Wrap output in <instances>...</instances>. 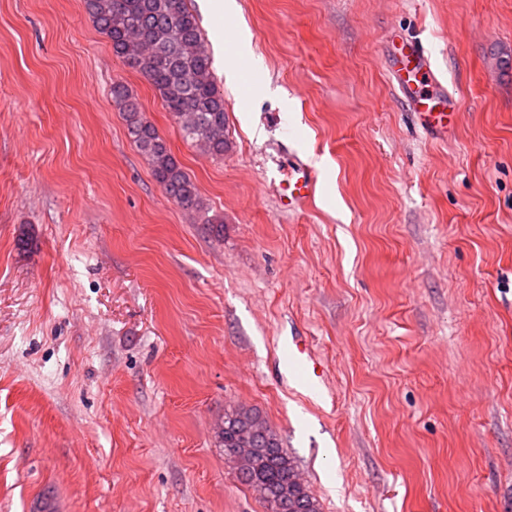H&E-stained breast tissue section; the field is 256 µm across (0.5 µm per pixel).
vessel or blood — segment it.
I'll list each match as a JSON object with an SVG mask.
<instances>
[{
    "label": "vessel or blood",
    "instance_id": "vessel-or-blood-1",
    "mask_svg": "<svg viewBox=\"0 0 512 512\" xmlns=\"http://www.w3.org/2000/svg\"><path fill=\"white\" fill-rule=\"evenodd\" d=\"M385 70L420 126L436 137H447L459 103L442 83L433 58L422 44L402 40L397 48L389 50ZM315 185V171L310 166L301 163L291 168L280 187V207L295 209L313 195ZM305 352V345L298 342L286 346L282 365L300 384L309 386L319 378L320 365L310 362Z\"/></svg>",
    "mask_w": 512,
    "mask_h": 512
}]
</instances>
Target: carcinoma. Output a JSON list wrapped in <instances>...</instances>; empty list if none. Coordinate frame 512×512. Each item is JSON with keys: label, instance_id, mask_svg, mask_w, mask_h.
Segmentation results:
<instances>
[{"label": "carcinoma", "instance_id": "carcinoma-1", "mask_svg": "<svg viewBox=\"0 0 512 512\" xmlns=\"http://www.w3.org/2000/svg\"><path fill=\"white\" fill-rule=\"evenodd\" d=\"M125 66L144 74L175 118L183 138L213 158L230 148L224 95L218 89L211 57L187 0H83ZM112 102L123 114L127 133L148 160L165 194L224 234L223 221L209 215L198 187L172 154L122 81L112 83ZM225 448H241L249 462L235 467L238 479L254 490L268 512H320L317 498L298 473L278 433L259 411H224L218 433Z\"/></svg>", "mask_w": 512, "mask_h": 512}]
</instances>
